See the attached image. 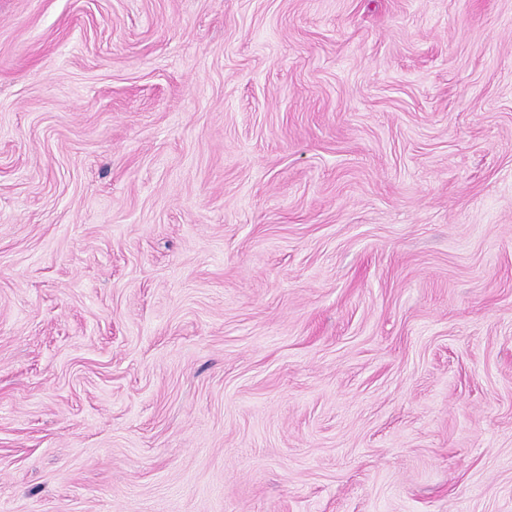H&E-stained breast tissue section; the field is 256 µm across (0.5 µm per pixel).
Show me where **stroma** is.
<instances>
[{
	"instance_id": "35a3bbf8",
	"label": "stroma",
	"mask_w": 512,
	"mask_h": 512,
	"mask_svg": "<svg viewBox=\"0 0 512 512\" xmlns=\"http://www.w3.org/2000/svg\"><path fill=\"white\" fill-rule=\"evenodd\" d=\"M0 512H512V0H0Z\"/></svg>"
}]
</instances>
